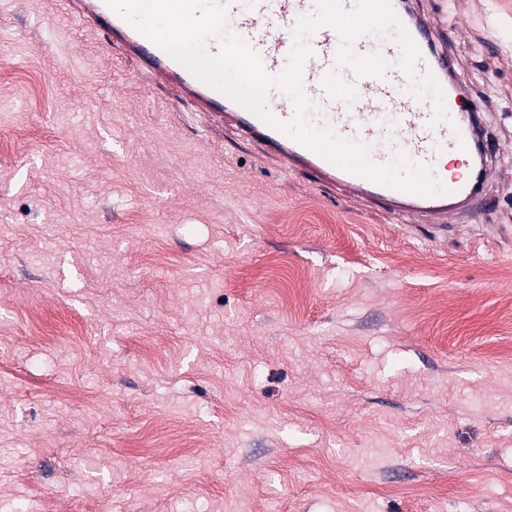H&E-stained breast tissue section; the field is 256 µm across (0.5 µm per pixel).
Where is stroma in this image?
<instances>
[{
  "instance_id": "1",
  "label": "stroma",
  "mask_w": 512,
  "mask_h": 512,
  "mask_svg": "<svg viewBox=\"0 0 512 512\" xmlns=\"http://www.w3.org/2000/svg\"><path fill=\"white\" fill-rule=\"evenodd\" d=\"M492 132L425 226L0 0V512H512V0H421Z\"/></svg>"
}]
</instances>
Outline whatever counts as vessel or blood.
<instances>
[{"label": "vessel or blood", "mask_w": 512, "mask_h": 512, "mask_svg": "<svg viewBox=\"0 0 512 512\" xmlns=\"http://www.w3.org/2000/svg\"><path fill=\"white\" fill-rule=\"evenodd\" d=\"M227 11L231 32L244 39L259 55L266 72L281 75L295 45H303L301 88L309 102L306 118L320 127H330L341 140L366 146L377 165L392 163L398 154L435 168L440 154H448L459 172L439 176L441 192L421 195L354 174L336 165L285 132L297 111L291 97L279 87L265 94L272 116L264 121L244 107L210 88L173 60L160 46L123 20L107 0H69L72 14L91 28H106L111 46L131 59L140 71L164 80L179 100L192 101L203 112L217 116L226 125L259 139L289 169L312 173L322 184L335 186L367 201H383L388 210L414 215L437 223L456 214L473 218L486 201L492 160L476 139L472 112L464 105L465 89L453 83V71L442 48V35L429 28L416 0H389L392 11L419 49L416 72H431L439 94L415 95L413 84L401 66L402 51L394 29H379L358 35L351 43L356 56H381L382 75H361L339 62L341 38L330 26L318 27L303 41H296L301 18L316 15L318 0H218ZM444 118H436L437 106Z\"/></svg>", "instance_id": "b4317fda"}]
</instances>
